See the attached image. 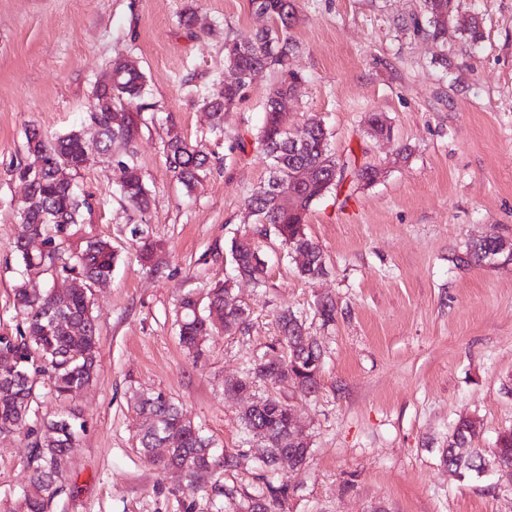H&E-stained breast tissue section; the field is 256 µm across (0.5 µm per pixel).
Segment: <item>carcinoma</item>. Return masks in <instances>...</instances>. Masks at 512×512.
<instances>
[{
	"mask_svg": "<svg viewBox=\"0 0 512 512\" xmlns=\"http://www.w3.org/2000/svg\"><path fill=\"white\" fill-rule=\"evenodd\" d=\"M254 7L265 12L272 25L252 34L240 35L224 44L228 63L243 75L236 84L222 81L213 85L203 98V107L209 112L213 130L222 131L224 109L241 97L247 77L262 69L277 71V80L266 103L265 121L257 135V143L271 159V170L266 182L258 186L245 201L249 214L255 217L253 233L244 234L232 242L231 257L237 275L259 281L264 274V263L255 244V237L267 234L271 225L275 234L290 251L303 252L307 261L297 265L298 272L312 279L325 271V261L320 246L305 232L307 214L311 204L323 198L343 182L345 166L336 161L329 149V134L317 119L307 123L309 141L296 144L288 130V116L280 107V99L292 94L301 82L298 72L288 66L292 44L287 37L295 18L292 0H251ZM425 15L430 32L442 37L448 30L445 18L450 11V0H424ZM117 80L112 88L103 87L96 92L95 100L86 112V121L97 126V138L85 140L78 130L49 136L38 128L26 132V149L42 156L46 165L30 176L28 228L44 238L46 252L30 254L20 241L12 245L22 261L23 273L38 271L69 273L77 284L67 294L52 295L46 291L34 295L26 288L27 280L19 281L13 289L14 308L21 315L22 326L17 334L0 335V429L12 431L25 428L26 415L36 398V385L42 377L48 378L52 390L62 397L77 392L89 384L97 370L98 329L91 312L87 285L92 281L112 277L117 254L110 240L86 231V216L92 212L90 196L82 192L75 182H61L57 177V164L68 161L73 172L86 167L96 155H108L116 142L124 147V155L113 164L115 184L121 202L130 206L139 216L130 230L138 257L150 261L160 248L144 230L151 197L137 163V116L126 111L125 104L141 97L146 76L136 61L119 57L112 65ZM123 113V121L114 123V113ZM165 164L186 191H191L211 166V154L198 145L187 143L174 132L164 145ZM312 171V178L296 180L301 169ZM288 184L296 193L292 207L278 201L274 192L277 184ZM501 239L493 231L482 240L456 256L460 267L483 266L486 253ZM230 288L217 283L207 291L205 306L225 308ZM196 300L192 292L184 293L179 300L177 315L178 335L181 345L198 354L205 337L211 335L213 326L203 328L195 311ZM282 345H295V352L288 353L284 365L277 369L256 363L243 381L255 380L275 383L288 376L300 380L302 392L310 393L318 384V374L310 361L318 359L320 352L306 351L298 344L303 323L294 312L287 310L278 317ZM282 402L260 405L257 412L242 416L245 429L257 437L263 447L270 449L262 460L265 473L261 484L250 496L251 512H286L288 483L270 476L275 470L277 453L286 452L296 458L306 457V448L290 438L288 411ZM137 410L145 418L141 449L145 455L162 446L166 434L179 427L187 437L179 448L159 460L164 470L180 469L188 477L189 486L199 487L207 482L213 470L231 462L215 455L209 438L184 418L182 412L164 395L142 394L137 400ZM76 414H61L49 420L32 443L30 490L24 499L25 512H49L47 487L62 483V476L53 469L56 457L66 455L76 448L77 436L82 425L76 423ZM478 427L468 417L460 418L444 449L443 461L451 471L467 475L480 471H495L512 467V430L500 434L497 449L484 453L473 446Z\"/></svg>",
	"mask_w": 512,
	"mask_h": 512,
	"instance_id": "obj_1",
	"label": "carcinoma"
}]
</instances>
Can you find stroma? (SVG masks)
I'll return each mask as SVG.
<instances>
[{
    "label": "stroma",
    "instance_id": "obj_1",
    "mask_svg": "<svg viewBox=\"0 0 512 512\" xmlns=\"http://www.w3.org/2000/svg\"><path fill=\"white\" fill-rule=\"evenodd\" d=\"M456 2L481 19L478 44L453 23L439 40L415 31L423 0H293L290 64L303 80L288 102V127L297 133L320 119L351 173L308 214L325 277L300 276L271 234L260 242L266 275L256 284L235 278L230 246L252 229L244 201L269 176L256 135L276 75L252 78L225 111L220 137L197 93L228 75L225 42L269 20L250 0H0V334L21 322L12 303L21 266L10 245L26 193L12 170L34 161L26 128L80 127L94 139L84 117L116 55L147 77L127 109L139 115L148 231L162 248L141 265L112 157L75 175L94 202L89 231L111 240L119 262L91 291L94 379L68 399L41 385L27 417L37 430L71 410L84 425L61 462L63 489L50 512H248L262 449L243 429L244 401L226 396L224 382L282 355L276 316L284 309L302 316L322 351L315 393L261 382L252 391L288 403L310 442L304 469L276 471L290 487L287 512H512V483L458 478L442 459L459 417L478 419L474 445L487 451L512 429V263L453 262L490 232L512 236V0ZM374 113L392 140L370 136ZM171 128L216 156L190 192L164 162ZM361 167L378 177L356 179ZM220 280L247 325L207 336L196 359L179 343L177 300ZM327 297L337 309L329 325L316 314ZM147 392L173 401L235 467L198 489L161 472L140 448L135 405ZM30 443L22 433L0 435V512H21Z\"/></svg>",
    "mask_w": 512,
    "mask_h": 512
}]
</instances>
